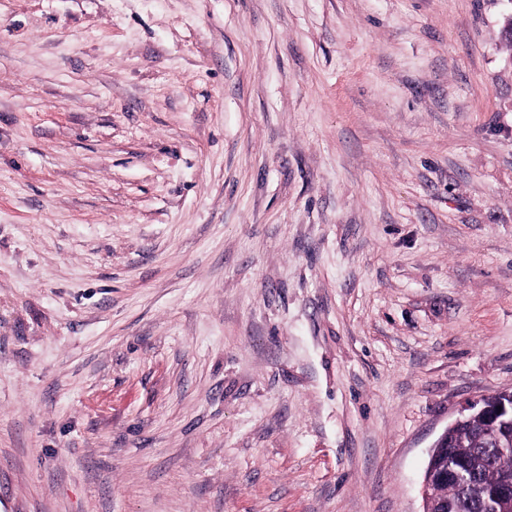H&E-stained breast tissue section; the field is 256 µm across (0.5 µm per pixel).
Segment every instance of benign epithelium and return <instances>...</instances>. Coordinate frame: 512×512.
Returning <instances> with one entry per match:
<instances>
[{"instance_id":"obj_1","label":"benign epithelium","mask_w":512,"mask_h":512,"mask_svg":"<svg viewBox=\"0 0 512 512\" xmlns=\"http://www.w3.org/2000/svg\"><path fill=\"white\" fill-rule=\"evenodd\" d=\"M474 417H480L494 426V430L487 434L488 445L492 448H505V455H512V435L506 431V426L512 425V390L496 393L493 401L484 398L466 406L431 447L421 486L423 512H447L448 506L444 502L431 500V490L438 484H457L470 491L479 488L470 472L446 454L450 431ZM499 469V482L487 497L488 512H512V466L504 463Z\"/></svg>"}]
</instances>
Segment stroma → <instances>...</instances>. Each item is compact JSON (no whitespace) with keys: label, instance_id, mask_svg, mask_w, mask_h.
<instances>
[{"label":"stroma","instance_id":"35a3bbf8","mask_svg":"<svg viewBox=\"0 0 512 512\" xmlns=\"http://www.w3.org/2000/svg\"><path fill=\"white\" fill-rule=\"evenodd\" d=\"M512 0H0V512H421L512 389Z\"/></svg>","mask_w":512,"mask_h":512}]
</instances>
